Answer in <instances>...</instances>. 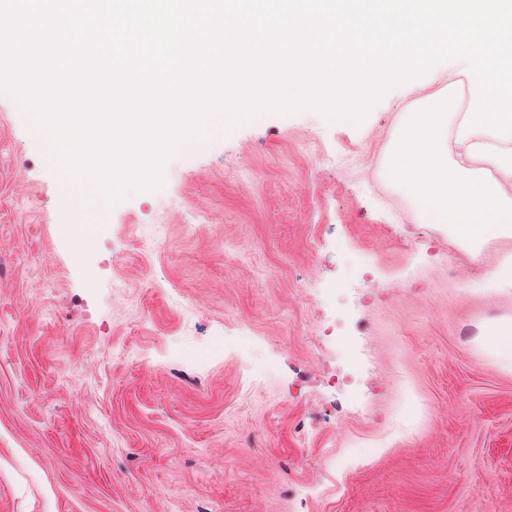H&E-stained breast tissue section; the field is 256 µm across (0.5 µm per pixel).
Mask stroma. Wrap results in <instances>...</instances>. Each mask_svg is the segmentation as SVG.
<instances>
[{
	"label": "stroma",
	"mask_w": 512,
	"mask_h": 512,
	"mask_svg": "<svg viewBox=\"0 0 512 512\" xmlns=\"http://www.w3.org/2000/svg\"><path fill=\"white\" fill-rule=\"evenodd\" d=\"M447 88L400 84L358 123H235L84 243L0 87V512H512V369L481 343L512 320V288L483 287L512 238L471 255L383 171L404 112ZM361 270L382 298L344 332L373 338L384 386L363 415L320 384L337 347L313 329Z\"/></svg>",
	"instance_id": "1"
}]
</instances>
